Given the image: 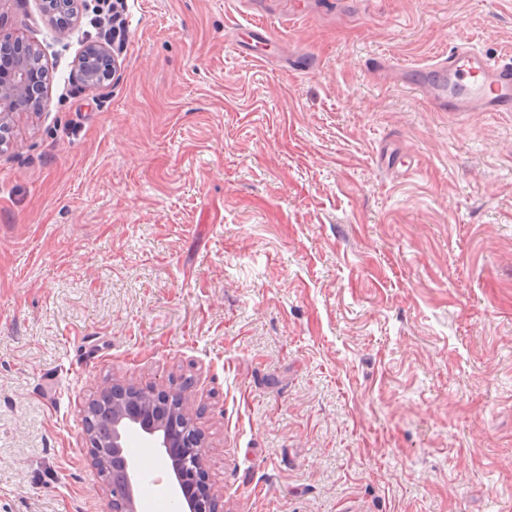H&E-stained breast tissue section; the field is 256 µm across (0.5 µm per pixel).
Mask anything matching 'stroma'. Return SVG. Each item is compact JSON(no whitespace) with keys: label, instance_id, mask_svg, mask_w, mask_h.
I'll list each match as a JSON object with an SVG mask.
<instances>
[{"label":"stroma","instance_id":"1","mask_svg":"<svg viewBox=\"0 0 512 512\" xmlns=\"http://www.w3.org/2000/svg\"><path fill=\"white\" fill-rule=\"evenodd\" d=\"M92 17L0 9L49 68L0 149V512H107L115 380L200 409L226 512H512V112L369 67L512 58V0H126L98 90ZM119 68L114 51L103 44H89L82 50L76 62L79 80L90 89H100L110 81Z\"/></svg>","mask_w":512,"mask_h":512}]
</instances>
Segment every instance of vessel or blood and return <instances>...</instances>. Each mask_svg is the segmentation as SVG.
Segmentation results:
<instances>
[{"mask_svg": "<svg viewBox=\"0 0 512 512\" xmlns=\"http://www.w3.org/2000/svg\"><path fill=\"white\" fill-rule=\"evenodd\" d=\"M415 87L452 112H512V60L459 48Z\"/></svg>", "mask_w": 512, "mask_h": 512, "instance_id": "vessel-or-blood-1", "label": "vessel or blood"}]
</instances>
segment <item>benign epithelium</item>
<instances>
[{"label":"benign epithelium","instance_id":"benign-epithelium-1","mask_svg":"<svg viewBox=\"0 0 512 512\" xmlns=\"http://www.w3.org/2000/svg\"><path fill=\"white\" fill-rule=\"evenodd\" d=\"M78 2L41 0L45 15L62 29L77 16ZM22 42L19 36H0V54L11 55L9 65L0 68V147L11 142L15 116L37 115L44 108L42 80L49 76L44 52L32 42L15 49ZM118 68L117 56L103 44L85 46L76 62L77 77L90 89L104 87ZM93 402L100 418L86 429V436L95 465L102 469L112 463L111 512H138L140 472L135 462L123 456V444L132 431L141 433L170 461L182 512H224V503L206 481L205 437L195 426L197 414L183 394L115 381L101 389Z\"/></svg>","mask_w":512,"mask_h":512}]
</instances>
